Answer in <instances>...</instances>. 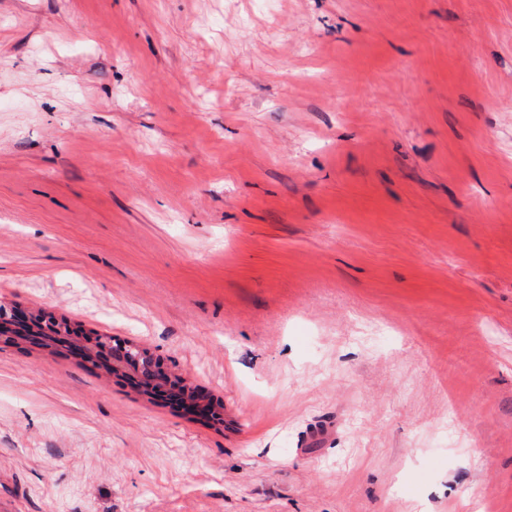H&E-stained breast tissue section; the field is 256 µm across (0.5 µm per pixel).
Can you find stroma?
<instances>
[{
    "label": "stroma",
    "mask_w": 512,
    "mask_h": 512,
    "mask_svg": "<svg viewBox=\"0 0 512 512\" xmlns=\"http://www.w3.org/2000/svg\"><path fill=\"white\" fill-rule=\"evenodd\" d=\"M0 512H512V0H0ZM2 306V305H1ZM0 306V308H1ZM0 338L1 343L8 345H17L22 340L29 341L23 336H18L15 327L20 328V323L29 324V319L33 318L35 314L33 312L24 311L17 306L6 308L2 306V312L0 311ZM40 318L47 321L60 335L56 336V340L50 347L75 351L78 356H83L86 360L89 356L91 363L101 368L107 378H123L129 374L126 370H132L134 373L137 371L144 381H147V384L143 383L147 388L146 391L152 392L156 388L175 395L194 411L196 417L206 419L213 414L221 415L220 411H224L222 402L208 398L201 399L197 385L164 366L157 357L152 356L148 349H136L137 354H133L134 350L130 345L112 336H90L89 341L84 336H75V332H79L78 328L63 317L58 318L54 314L42 312ZM77 340L85 348L72 344ZM82 340L90 343L91 346L84 345Z\"/></svg>",
    "instance_id": "obj_1"
}]
</instances>
